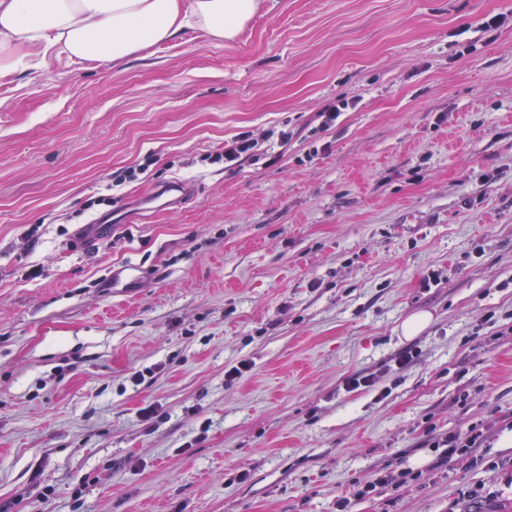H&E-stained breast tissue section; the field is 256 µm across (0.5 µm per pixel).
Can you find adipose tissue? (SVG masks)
<instances>
[{
	"label": "adipose tissue",
	"instance_id": "adipose-tissue-1",
	"mask_svg": "<svg viewBox=\"0 0 512 512\" xmlns=\"http://www.w3.org/2000/svg\"><path fill=\"white\" fill-rule=\"evenodd\" d=\"M262 0H0V79L56 53L74 64L130 56L189 30L231 41Z\"/></svg>",
	"mask_w": 512,
	"mask_h": 512
}]
</instances>
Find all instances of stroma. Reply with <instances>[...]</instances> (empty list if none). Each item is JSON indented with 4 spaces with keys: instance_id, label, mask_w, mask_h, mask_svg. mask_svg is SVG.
Segmentation results:
<instances>
[{
    "instance_id": "35a3bbf8",
    "label": "stroma",
    "mask_w": 512,
    "mask_h": 512,
    "mask_svg": "<svg viewBox=\"0 0 512 512\" xmlns=\"http://www.w3.org/2000/svg\"><path fill=\"white\" fill-rule=\"evenodd\" d=\"M511 415L512 0H265L221 45L0 80V512H336L399 450L420 481L349 512H503ZM477 421L482 466L438 464L428 428ZM354 105L353 100L346 96H339L335 101L326 104L320 112H317L315 121H319L315 131L323 133L329 131L336 125V121L342 112L347 111ZM267 139V135L259 140L250 131L240 132L230 140H225L224 151L212 157V162L224 160L225 169H232L244 162L259 160L264 154L261 150L262 141Z\"/></svg>"
}]
</instances>
